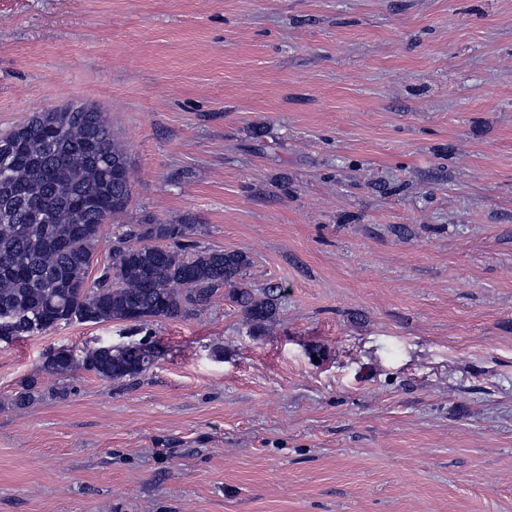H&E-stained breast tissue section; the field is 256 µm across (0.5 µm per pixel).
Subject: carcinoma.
Listing matches in <instances>:
<instances>
[{
  "label": "carcinoma",
  "mask_w": 512,
  "mask_h": 512,
  "mask_svg": "<svg viewBox=\"0 0 512 512\" xmlns=\"http://www.w3.org/2000/svg\"><path fill=\"white\" fill-rule=\"evenodd\" d=\"M0 151V335L34 336L64 323L120 320L142 326L204 310L224 291L253 330L276 319L279 289L244 281L249 256L199 250L191 224H137L121 231L112 264L87 281L102 224L123 211L129 162L103 112L72 103L35 113ZM142 344L49 356L45 370L77 367L122 383L149 370Z\"/></svg>",
  "instance_id": "obj_1"
}]
</instances>
